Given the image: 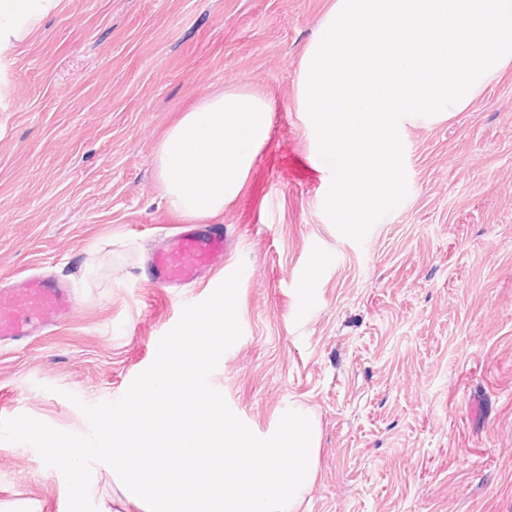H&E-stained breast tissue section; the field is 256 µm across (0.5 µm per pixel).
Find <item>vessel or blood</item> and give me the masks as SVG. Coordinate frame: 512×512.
I'll return each instance as SVG.
<instances>
[{"label": "vessel or blood", "instance_id": "obj_1", "mask_svg": "<svg viewBox=\"0 0 512 512\" xmlns=\"http://www.w3.org/2000/svg\"><path fill=\"white\" fill-rule=\"evenodd\" d=\"M232 243L222 225L188 224L166 237L149 257V282L156 288L194 285L223 269ZM70 289L55 279L30 276L14 288L0 289V343L20 342L56 324L70 312Z\"/></svg>", "mask_w": 512, "mask_h": 512}]
</instances>
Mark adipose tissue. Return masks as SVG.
<instances>
[{
	"label": "adipose tissue",
	"instance_id": "adipose-tissue-1",
	"mask_svg": "<svg viewBox=\"0 0 512 512\" xmlns=\"http://www.w3.org/2000/svg\"><path fill=\"white\" fill-rule=\"evenodd\" d=\"M60 3L0 0V56L13 52ZM271 122L268 100L236 87L203 97L180 112L156 155L160 188L171 211L187 224L223 216L265 148Z\"/></svg>",
	"mask_w": 512,
	"mask_h": 512
}]
</instances>
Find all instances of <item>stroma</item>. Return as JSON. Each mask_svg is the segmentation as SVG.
I'll list each match as a JSON object with an SVG mask.
<instances>
[{
	"mask_svg": "<svg viewBox=\"0 0 512 512\" xmlns=\"http://www.w3.org/2000/svg\"><path fill=\"white\" fill-rule=\"evenodd\" d=\"M330 0H62L0 57V279L34 271L75 305L0 347V419L85 434L72 397L119 399L185 305L144 260L177 217L158 145L215 90L272 105L267 148L221 219L243 267L239 340L211 375L252 431L319 422L299 512H512V67L448 121L400 131L408 195L363 243L323 212L329 177L297 110ZM324 265L301 280L312 251ZM0 512H67L59 470L0 442Z\"/></svg>",
	"mask_w": 512,
	"mask_h": 512,
	"instance_id": "stroma-1",
	"label": "stroma"
}]
</instances>
